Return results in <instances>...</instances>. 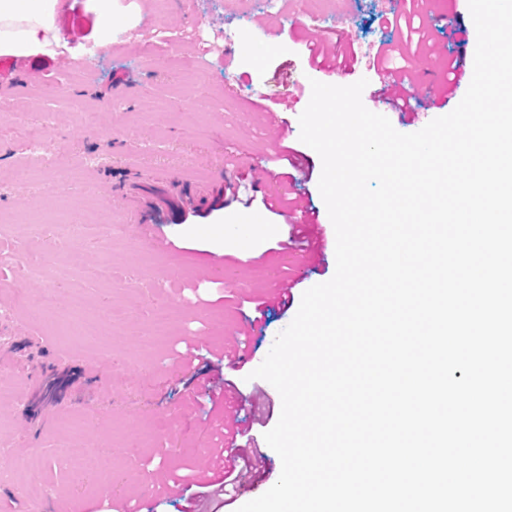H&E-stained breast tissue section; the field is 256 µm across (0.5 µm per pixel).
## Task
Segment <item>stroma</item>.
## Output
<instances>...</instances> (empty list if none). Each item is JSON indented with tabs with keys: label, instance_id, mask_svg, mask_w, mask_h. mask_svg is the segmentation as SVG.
Masks as SVG:
<instances>
[{
	"label": "stroma",
	"instance_id": "obj_1",
	"mask_svg": "<svg viewBox=\"0 0 512 512\" xmlns=\"http://www.w3.org/2000/svg\"><path fill=\"white\" fill-rule=\"evenodd\" d=\"M405 0H323L324 37L353 44L356 60L342 75L313 68L303 27L311 0H170L157 14L153 0H112V31L104 33L92 0H61L56 17L59 45L53 73L36 77L19 63L0 82L13 89L0 102V247L25 238L30 249L53 246L60 224L76 218L85 228L72 252L51 263L36 280L20 279L0 266V351L20 371L16 397L0 402V512H197V488L168 492L164 483L184 459L212 465L211 450L228 412L210 398L203 378L231 380L238 399L239 430L252 434L262 464L241 487L236 512L278 480L281 460L264 439L277 423L281 398L253 372L277 335L296 315L303 293L328 281L335 253L327 251L299 282L288 305L271 303L277 281L293 276L303 247L279 249L288 226L266 206L271 179L253 178L251 164L264 159L273 176L303 163L294 191L315 212L327 237L335 231L318 189L319 155L299 139V116L312 81L350 85L367 79L362 93L371 105L378 88L371 61L390 28L387 12L404 13ZM433 14L450 17L459 41L435 26L428 32L436 54L410 56L418 88L407 112H388L402 133L421 130L450 113L467 88L434 94L444 64L457 59L472 73L477 33L468 0H432ZM79 25V38L70 28ZM111 50H103L104 41ZM236 83L226 94V79ZM82 98L99 112L84 127L67 108ZM288 125L291 161L272 159L276 134L269 111ZM46 127V144L31 163L29 132ZM90 160L86 180L74 182L56 166L58 156ZM225 173L256 179L245 196L222 204L210 199ZM182 200L176 222L158 223L157 244L139 239L127 219L128 193L157 189ZM114 278H106V271ZM52 291L54 303L38 298ZM83 297L86 309L70 305ZM179 308L166 347L146 353L141 336L160 303ZM263 303L261 329L249 334L255 303ZM127 319L111 323L109 311ZM248 343L245 359L225 370L220 352ZM201 355L184 367L178 342ZM81 422L82 437L112 459L108 479L72 475L53 450L67 439L68 422ZM41 460L32 472V457Z\"/></svg>",
	"mask_w": 512,
	"mask_h": 512
}]
</instances>
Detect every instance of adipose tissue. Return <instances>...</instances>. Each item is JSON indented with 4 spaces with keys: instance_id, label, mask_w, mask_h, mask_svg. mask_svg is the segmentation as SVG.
Instances as JSON below:
<instances>
[{
    "instance_id": "adipose-tissue-1",
    "label": "adipose tissue",
    "mask_w": 512,
    "mask_h": 512,
    "mask_svg": "<svg viewBox=\"0 0 512 512\" xmlns=\"http://www.w3.org/2000/svg\"><path fill=\"white\" fill-rule=\"evenodd\" d=\"M59 0H0V54H53Z\"/></svg>"
}]
</instances>
